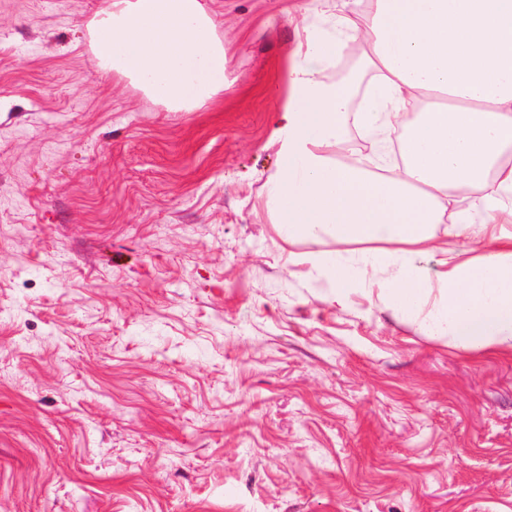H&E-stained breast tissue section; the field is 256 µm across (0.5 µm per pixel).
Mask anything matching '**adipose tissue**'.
I'll list each match as a JSON object with an SVG mask.
<instances>
[{
    "instance_id": "obj_1",
    "label": "adipose tissue",
    "mask_w": 512,
    "mask_h": 512,
    "mask_svg": "<svg viewBox=\"0 0 512 512\" xmlns=\"http://www.w3.org/2000/svg\"><path fill=\"white\" fill-rule=\"evenodd\" d=\"M353 2L288 60L270 221L312 243L327 302L360 290L426 336L512 353V0ZM216 27L202 0H108L88 24L103 70L185 112L224 91ZM357 38L374 82L354 110L322 73ZM349 114L366 136L400 132L398 157L339 160Z\"/></svg>"
}]
</instances>
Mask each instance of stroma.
<instances>
[{"mask_svg":"<svg viewBox=\"0 0 512 512\" xmlns=\"http://www.w3.org/2000/svg\"><path fill=\"white\" fill-rule=\"evenodd\" d=\"M223 94L0 0V512H512V354L325 284L265 203L274 82L345 0H203Z\"/></svg>","mask_w":512,"mask_h":512,"instance_id":"stroma-1","label":"stroma"}]
</instances>
